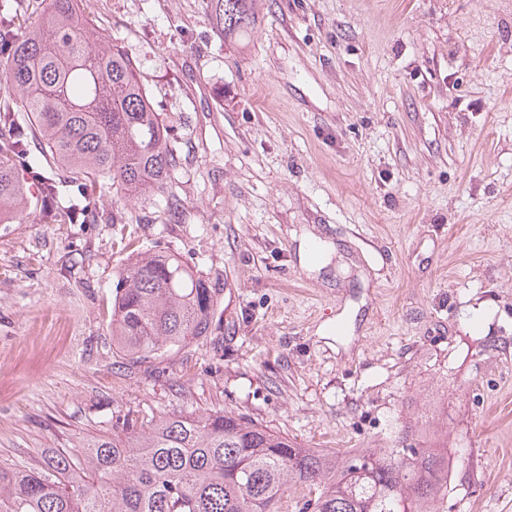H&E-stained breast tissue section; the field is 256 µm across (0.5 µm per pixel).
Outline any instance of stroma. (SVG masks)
Segmentation results:
<instances>
[{
  "label": "stroma",
  "instance_id": "35a3bbf8",
  "mask_svg": "<svg viewBox=\"0 0 512 512\" xmlns=\"http://www.w3.org/2000/svg\"><path fill=\"white\" fill-rule=\"evenodd\" d=\"M82 2L177 164L97 182L90 224L33 189L0 222V462L219 409L339 453L421 431L458 458L438 512H512V0H255L232 37L222 0ZM145 252L224 316L132 371L112 290Z\"/></svg>",
  "mask_w": 512,
  "mask_h": 512
}]
</instances>
